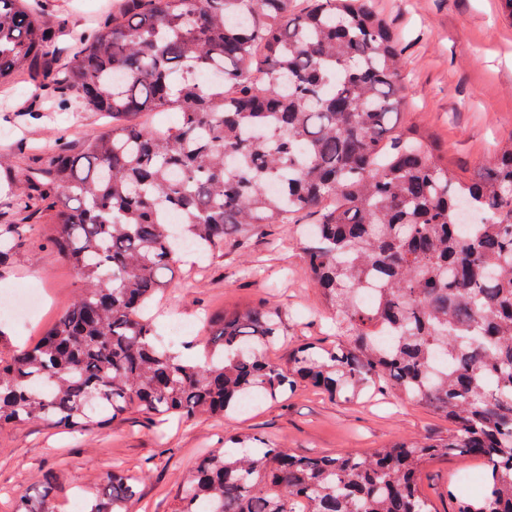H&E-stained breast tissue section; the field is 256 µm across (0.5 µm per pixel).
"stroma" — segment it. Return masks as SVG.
Masks as SVG:
<instances>
[{
	"mask_svg": "<svg viewBox=\"0 0 512 512\" xmlns=\"http://www.w3.org/2000/svg\"><path fill=\"white\" fill-rule=\"evenodd\" d=\"M46 2L51 18L82 30L94 27L122 0ZM375 5L404 46L406 105L400 128L429 132L459 175L492 164L498 143L512 134V17L499 0H375ZM25 99L21 80L0 81V152L9 154L16 168L35 166L43 147L58 141L79 145L109 123L104 113L62 112L49 102L40 118H25ZM0 231L12 240L0 261V291L37 285L45 294L43 309L27 329L0 325V354L6 356L35 342L74 299L81 282L52 245L57 226L51 220L24 223L1 197ZM302 266L301 242L282 224L239 237L205 257L184 254L174 268V288L157 297L158 330L183 357L195 359L206 315L272 302L283 309L290 340L270 350V359L287 362L300 341L333 346L336 331ZM447 431V422L429 408L389 392L346 403L305 385L222 419L161 423L134 409L82 432L45 421L2 423L0 512H13L19 496L37 492L48 474L55 478L56 512H88L98 476L111 469L141 476L130 512H175L199 458L238 435H255L303 454L336 455ZM480 469L472 459L440 457L425 467L420 487L439 512H453L449 480Z\"/></svg>",
	"mask_w": 512,
	"mask_h": 512,
	"instance_id": "1",
	"label": "stroma"
}]
</instances>
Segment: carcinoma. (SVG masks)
Here are the masks:
<instances>
[{
  "label": "carcinoma",
  "instance_id": "carcinoma-1",
  "mask_svg": "<svg viewBox=\"0 0 512 512\" xmlns=\"http://www.w3.org/2000/svg\"><path fill=\"white\" fill-rule=\"evenodd\" d=\"M65 27L43 0H0V80L26 76L33 109L112 117L12 180L16 213L59 224L53 246L83 288L33 346L0 356V423L224 416L302 383L349 402L391 389L448 436L339 455L240 436L196 466L176 512H435L420 476L449 454L484 469L478 497L449 483L455 512H512V137L463 178L399 130L403 47L373 0H123L72 32L71 54ZM169 110L173 127L138 121ZM305 216L304 274L336 345L267 358L283 311L261 305L224 314L197 360L167 346L149 309L180 240L207 255ZM99 486L90 512H127L133 477ZM15 512H54L49 491Z\"/></svg>",
  "mask_w": 512,
  "mask_h": 512
}]
</instances>
